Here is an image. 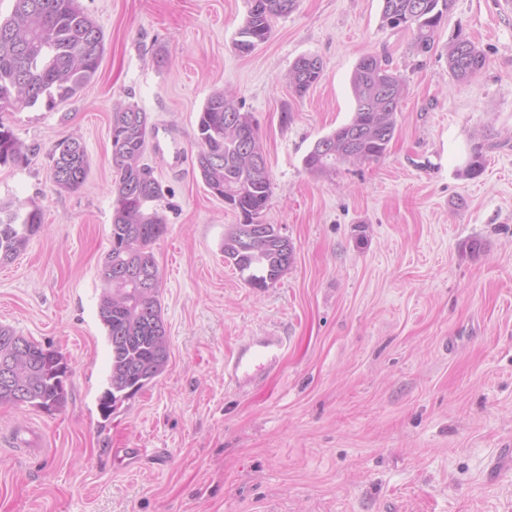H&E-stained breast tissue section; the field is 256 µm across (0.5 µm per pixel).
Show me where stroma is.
Returning a JSON list of instances; mask_svg holds the SVG:
<instances>
[{
    "mask_svg": "<svg viewBox=\"0 0 512 512\" xmlns=\"http://www.w3.org/2000/svg\"><path fill=\"white\" fill-rule=\"evenodd\" d=\"M101 28L95 79L75 97L0 114L28 158L0 166V200L31 201L41 231L0 264V325L61 352L67 402L0 405V512H512V8L454 0L435 48L380 24L381 0H297L248 55L234 48L246 0H78ZM487 65L448 74L456 36ZM388 57L408 93L385 155L308 172L315 142L352 117L363 55ZM313 55L324 75L293 97ZM233 92L259 122L273 195L267 223L295 246L264 289L225 263L238 219L196 167L199 113ZM135 105L184 164L146 163L167 224L153 247L166 371L103 417L110 347L99 320L115 207L112 113ZM89 157L57 192L49 154ZM485 168H463L473 149ZM281 336L275 369L238 389L224 361ZM138 448V457L121 449ZM298 58L288 72V85L291 91L299 98H302L307 92L316 85L322 78L323 68L318 58V65L301 61ZM76 144L75 152L77 156L74 157L70 151V144ZM64 147L66 149H64ZM50 171L51 178L55 185V187L59 191H73L78 189L86 180L90 163L88 156L86 154L85 148L83 145L77 141L76 139H65L58 142L55 146V149L50 154ZM64 166L77 167L80 171V176L75 178H56L53 179V172L58 168H63Z\"/></svg>",
    "mask_w": 512,
    "mask_h": 512,
    "instance_id": "1",
    "label": "stroma"
}]
</instances>
